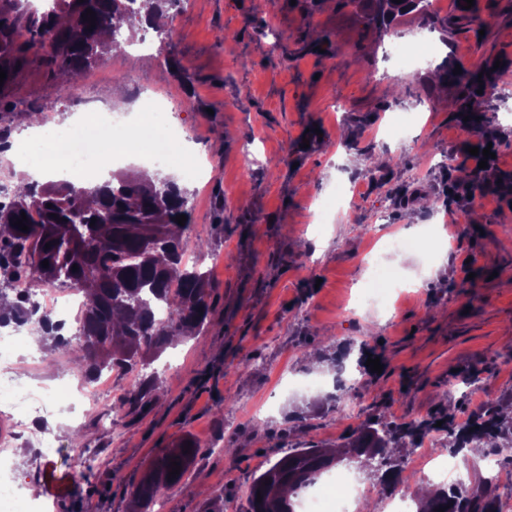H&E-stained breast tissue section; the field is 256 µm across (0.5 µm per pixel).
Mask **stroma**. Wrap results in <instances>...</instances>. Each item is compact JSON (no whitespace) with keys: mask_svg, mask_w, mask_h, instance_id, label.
Instances as JSON below:
<instances>
[{"mask_svg":"<svg viewBox=\"0 0 512 512\" xmlns=\"http://www.w3.org/2000/svg\"><path fill=\"white\" fill-rule=\"evenodd\" d=\"M365 0H191L169 10L164 33L137 27L135 39L159 48V59L131 51L105 55L114 78L98 87L96 106L137 111L142 100L181 97L192 165L202 178L183 179L194 225L189 257L210 271V325L181 339L149 366L157 383L152 404L131 412L125 400L135 374L111 371L108 405L89 398L69 415L55 413L11 437L24 407L0 406V445L40 489L30 507L43 512H128L131 492L162 448L189 443L195 460L165 491L153 512H250L254 476L307 444L335 447L355 424L328 409L329 364L309 368V351L352 352L369 346L382 356L359 392L362 413L382 412L400 424L431 415L466 422L491 399L512 398V199L494 189L467 197L459 171L474 162L455 113L462 86L434 79L442 64L472 68L499 60L501 95L486 94L491 116L482 138L495 153L492 170L512 176V0H474L469 22L456 0H442L431 26L417 14L380 27ZM420 39L429 64L398 68L385 56L393 38ZM171 67H164V60ZM22 100L0 114V127L24 140L33 110L55 103L48 121L71 115L57 79L29 68L18 79ZM422 114L405 146L384 138L392 110ZM251 142L252 155L241 146ZM453 154L455 171L411 182L420 160ZM377 154L397 166L370 167ZM366 181L364 202L330 215L322 237L306 231L316 202L337 185ZM383 203L395 232L420 236L429 221L451 226L471 215L478 226L433 238L430 252L395 257L417 288L397 317L357 312L354 301L373 277L363 256L373 206ZM77 342L55 347L45 327L25 336L20 355L33 383L79 378ZM479 374L481 389L462 379ZM317 375L307 391L300 381ZM94 416H87V409ZM55 438V463L45 466L36 439Z\"/></svg>","mask_w":512,"mask_h":512,"instance_id":"obj_1","label":"stroma"}]
</instances>
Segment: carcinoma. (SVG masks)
<instances>
[{
  "instance_id": "obj_1",
  "label": "carcinoma",
  "mask_w": 512,
  "mask_h": 512,
  "mask_svg": "<svg viewBox=\"0 0 512 512\" xmlns=\"http://www.w3.org/2000/svg\"><path fill=\"white\" fill-rule=\"evenodd\" d=\"M420 0H375L368 20L389 25L404 13H417L431 23L435 15L419 5ZM177 0H51L38 12L29 0H0V68L7 78L0 85V112L15 110L20 100L6 92L19 75L33 65H45L52 75L80 74L112 47L120 44L121 27L150 24V18L167 12ZM95 12V28L83 20L87 10ZM443 76L464 85L483 81V88L496 84L487 65L479 71ZM483 75H478V72ZM474 96L460 98L457 116L466 137L479 135L490 123ZM470 116L464 121V116ZM26 215L29 230L14 222ZM189 215L188 193L174 176H129L112 174L102 185L77 188L66 180L46 183L19 179L11 192L0 198V297L13 288L17 275L31 287L50 288L59 284L85 294L80 315L79 348L83 353L80 372L96 378L103 369L130 373L157 358L175 338L209 323L210 275L198 264L188 265L185 250L192 234L190 222L181 226L178 215ZM95 225H90L91 218ZM50 248H45V245ZM48 261L49 267L41 265ZM78 270H72V266ZM163 306L169 320L160 324L155 309ZM155 377H145L130 392L126 402L142 412L150 404ZM436 428L437 419L400 425L368 419L347 437L339 450L319 445L291 448L267 470L253 479L249 490L251 512H293L292 496L314 481L338 459L371 461V471L382 472L386 487L400 482V463L393 449L412 448L438 430L449 434L448 454L466 448H512V414L504 405L484 402L468 423L456 427L447 417ZM194 450L174 448L158 454L133 492L131 512H151L162 490L181 480ZM180 474L169 477L171 462ZM503 512L496 483L484 476L463 489L435 491L417 512Z\"/></svg>"
}]
</instances>
